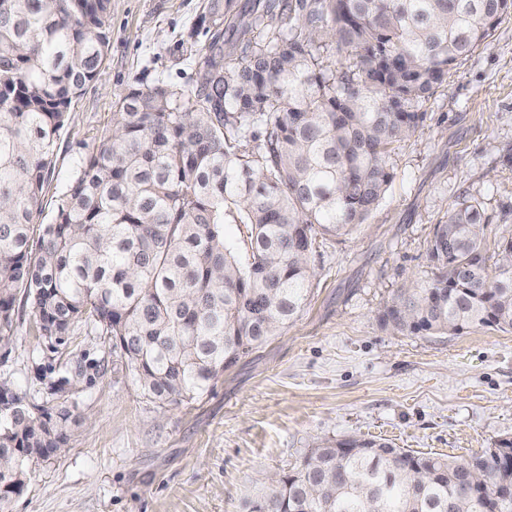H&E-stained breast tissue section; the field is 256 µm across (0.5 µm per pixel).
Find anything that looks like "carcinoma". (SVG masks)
<instances>
[{"label":"carcinoma","instance_id":"obj_1","mask_svg":"<svg viewBox=\"0 0 512 512\" xmlns=\"http://www.w3.org/2000/svg\"><path fill=\"white\" fill-rule=\"evenodd\" d=\"M512 0H315L300 31H275L242 61L202 57V100L131 89L112 135L83 160L54 219L35 214L69 109L99 78L110 0H0V338L17 296L38 336L78 325L120 346L141 389L190 403L304 307L317 234H352L393 178L390 146L415 107L481 46ZM262 130L250 148L243 138ZM247 230L246 256L224 225ZM488 223L462 203L435 227L434 278L385 303L410 333L512 330V238L487 255ZM66 406L0 395V504L41 448H64ZM512 439L467 461L349 437L312 448L250 512H512ZM482 473L473 493L459 482Z\"/></svg>","mask_w":512,"mask_h":512}]
</instances>
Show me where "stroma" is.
Returning <instances> with one entry per match:
<instances>
[{
    "label": "stroma",
    "instance_id": "1",
    "mask_svg": "<svg viewBox=\"0 0 512 512\" xmlns=\"http://www.w3.org/2000/svg\"><path fill=\"white\" fill-rule=\"evenodd\" d=\"M301 18L298 0H111L95 83L71 106L54 152L39 223H50L82 162L112 133L132 88L196 95L201 55L225 60ZM414 135L392 145L393 179L365 224L317 237L303 311L189 405L148 399L111 337L76 328L37 336L17 300L0 339V382L27 403L80 414L64 452L30 463L0 512H249L272 477L326 439H382L466 459L512 438V332L412 335L383 324L385 303L429 281L435 224L459 203L481 207L487 244L512 236V13L417 107Z\"/></svg>",
    "mask_w": 512,
    "mask_h": 512
}]
</instances>
